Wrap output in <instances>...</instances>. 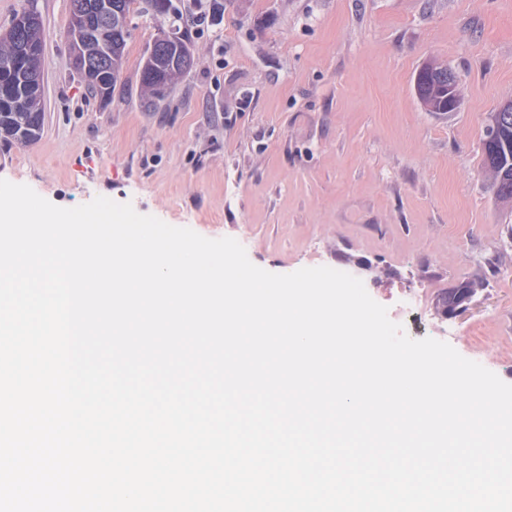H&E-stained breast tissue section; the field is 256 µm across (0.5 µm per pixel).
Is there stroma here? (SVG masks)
<instances>
[{"label": "stroma", "mask_w": 512, "mask_h": 512, "mask_svg": "<svg viewBox=\"0 0 512 512\" xmlns=\"http://www.w3.org/2000/svg\"><path fill=\"white\" fill-rule=\"evenodd\" d=\"M223 3L153 105L140 78L150 18L106 103L67 64L71 0H36L44 131L0 143V179L60 207L103 196L234 238L272 273L367 260V292L410 338L448 342L512 384V204L482 163L486 116L512 101V0ZM430 59L455 72L456 111L418 99ZM476 273L487 284L470 309L441 318L438 297Z\"/></svg>", "instance_id": "35a3bbf8"}]
</instances>
